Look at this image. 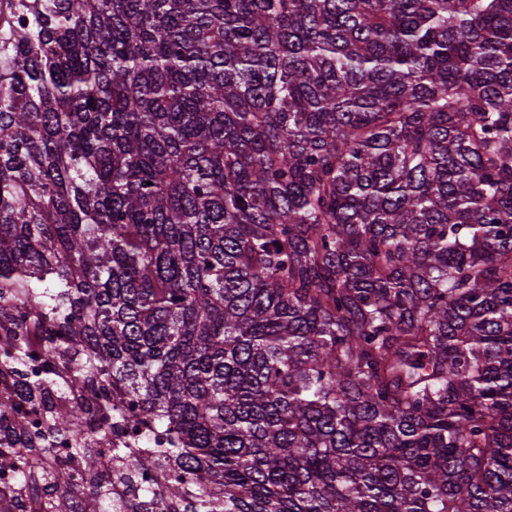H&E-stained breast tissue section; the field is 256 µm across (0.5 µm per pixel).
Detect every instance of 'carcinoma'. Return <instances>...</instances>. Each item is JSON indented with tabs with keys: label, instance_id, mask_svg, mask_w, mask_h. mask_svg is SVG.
Here are the masks:
<instances>
[{
	"label": "carcinoma",
	"instance_id": "carcinoma-1",
	"mask_svg": "<svg viewBox=\"0 0 512 512\" xmlns=\"http://www.w3.org/2000/svg\"><path fill=\"white\" fill-rule=\"evenodd\" d=\"M0 353L93 512H512V0H0ZM112 477V504L117 507L118 511H126L127 501L132 499L135 495H138L145 487L152 486L156 489L162 485L166 478V472L162 468L157 469L152 473L146 485L137 483L133 486H129L121 482H116L115 476L112 475ZM157 490L158 489H156V491Z\"/></svg>",
	"mask_w": 512,
	"mask_h": 512
}]
</instances>
